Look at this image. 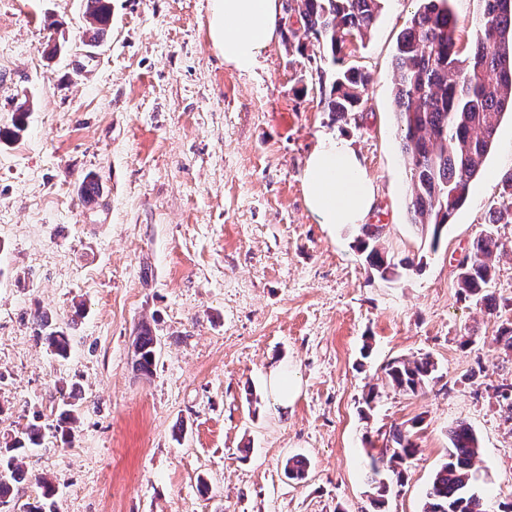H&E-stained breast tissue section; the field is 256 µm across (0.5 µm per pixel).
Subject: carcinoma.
<instances>
[{
	"mask_svg": "<svg viewBox=\"0 0 512 512\" xmlns=\"http://www.w3.org/2000/svg\"><path fill=\"white\" fill-rule=\"evenodd\" d=\"M306 33L322 39L332 57L343 54L354 39L370 33L381 0H294ZM419 8L397 41L395 69L397 120L402 131L400 147L410 160L408 212L413 224L427 227L432 245H437L444 227L468 199L471 183L483 171L504 115L512 114V0H481L475 19L480 36L461 47L458 19L451 0H418ZM91 41L99 42L111 20L109 0H83ZM368 76L349 67L337 74L327 111L336 120H347L359 109ZM27 112L17 109L12 126L0 130V139L16 138L26 127ZM382 227L361 226L359 248L366 263L383 279L396 264L379 248ZM504 244L492 232L474 239L469 248L470 263L458 273L460 294L474 299L486 310L496 308L489 291L494 261ZM40 339L60 357H66L69 339L41 313L34 315ZM157 338L142 325L133 341L134 365L143 375L152 373ZM388 383L410 395L425 392L438 379L437 363L428 354L415 359L397 358L385 367ZM39 415L17 433L0 442V502L24 477L19 457L43 440ZM414 428L393 425L385 436L386 448L372 457L371 479L382 471L389 481L379 480L376 502H384L390 486L403 485L405 465L415 457L418 445ZM448 460L435 473L426 493L424 512H484L480 497L471 490L474 460L479 442L468 424L459 422L448 433ZM305 459H288L289 478L302 480L307 474Z\"/></svg>",
	"mask_w": 512,
	"mask_h": 512,
	"instance_id": "cac0c4a2",
	"label": "carcinoma"
}]
</instances>
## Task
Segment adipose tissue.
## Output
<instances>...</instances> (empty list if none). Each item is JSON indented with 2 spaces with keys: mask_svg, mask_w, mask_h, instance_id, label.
<instances>
[{
  "mask_svg": "<svg viewBox=\"0 0 512 512\" xmlns=\"http://www.w3.org/2000/svg\"><path fill=\"white\" fill-rule=\"evenodd\" d=\"M282 18L279 0H209L208 37L225 64L251 71L274 40ZM305 203L316 223L328 230L365 224L374 186L349 140H318L304 169Z\"/></svg>",
  "mask_w": 512,
  "mask_h": 512,
  "instance_id": "1",
  "label": "adipose tissue"
}]
</instances>
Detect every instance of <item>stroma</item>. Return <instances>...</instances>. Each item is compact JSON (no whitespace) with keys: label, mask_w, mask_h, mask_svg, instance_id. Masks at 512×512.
Returning a JSON list of instances; mask_svg holds the SVG:
<instances>
[{"label":"stroma","mask_w":512,"mask_h":512,"mask_svg":"<svg viewBox=\"0 0 512 512\" xmlns=\"http://www.w3.org/2000/svg\"><path fill=\"white\" fill-rule=\"evenodd\" d=\"M417 7L383 0L345 49L369 82L339 122L324 109L331 54L298 13L280 28L303 51L281 33L242 73L210 45L208 0H111L95 47L81 0H0V128L28 110L26 131L0 141V435L35 416L44 433L0 512H28L40 476L56 488L48 512H423L459 421L479 439L485 512L512 505V417L495 395L512 384V352L495 341L512 322V118L431 246L410 221L395 116L396 42ZM329 134L364 160L382 247L419 269L381 279L357 229L315 223L303 175ZM88 175L95 203L80 195ZM493 207L503 223L489 224ZM488 231L505 246L492 313L456 285L460 254ZM38 309L66 328L67 358L39 340ZM143 323L158 339L148 377L133 368ZM426 353L441 378L424 394L386 386L389 360ZM282 361L299 381L285 413L266 386ZM74 384L66 443L56 418ZM416 418L419 451L375 510L370 457ZM296 455L309 463L299 482L285 473Z\"/></svg>","instance_id":"obj_1"}]
</instances>
